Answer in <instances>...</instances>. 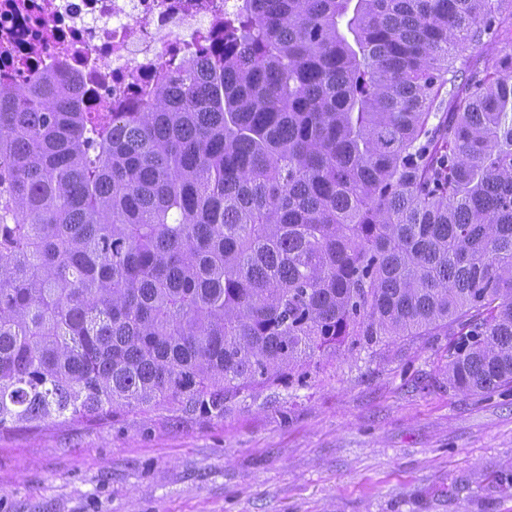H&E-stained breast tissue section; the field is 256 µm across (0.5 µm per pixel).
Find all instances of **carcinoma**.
Wrapping results in <instances>:
<instances>
[{"label": "carcinoma", "instance_id": "obj_1", "mask_svg": "<svg viewBox=\"0 0 512 512\" xmlns=\"http://www.w3.org/2000/svg\"><path fill=\"white\" fill-rule=\"evenodd\" d=\"M512 0H245L137 112L0 87V431L224 413L305 356L448 328L512 388Z\"/></svg>", "mask_w": 512, "mask_h": 512}]
</instances>
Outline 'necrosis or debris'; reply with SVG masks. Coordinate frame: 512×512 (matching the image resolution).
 Here are the masks:
<instances>
[{
  "label": "necrosis or debris",
  "instance_id": "4bbe7bcc",
  "mask_svg": "<svg viewBox=\"0 0 512 512\" xmlns=\"http://www.w3.org/2000/svg\"><path fill=\"white\" fill-rule=\"evenodd\" d=\"M244 0H0V85L52 72L84 111L124 110L162 67L224 48V18Z\"/></svg>",
  "mask_w": 512,
  "mask_h": 512
}]
</instances>
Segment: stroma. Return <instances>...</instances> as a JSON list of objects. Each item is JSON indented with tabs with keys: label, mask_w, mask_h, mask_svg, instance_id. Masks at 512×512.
Segmentation results:
<instances>
[{
	"label": "stroma",
	"mask_w": 512,
	"mask_h": 512,
	"mask_svg": "<svg viewBox=\"0 0 512 512\" xmlns=\"http://www.w3.org/2000/svg\"><path fill=\"white\" fill-rule=\"evenodd\" d=\"M448 339L320 355L211 416L0 432V512H512V394L448 386Z\"/></svg>",
	"instance_id": "obj_1"
}]
</instances>
